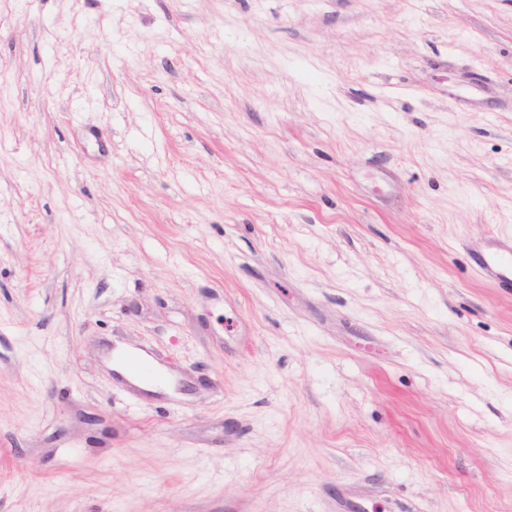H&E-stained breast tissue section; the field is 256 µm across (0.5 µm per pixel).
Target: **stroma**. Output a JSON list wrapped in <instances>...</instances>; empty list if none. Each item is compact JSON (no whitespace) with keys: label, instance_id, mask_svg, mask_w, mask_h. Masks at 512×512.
<instances>
[{"label":"stroma","instance_id":"stroma-1","mask_svg":"<svg viewBox=\"0 0 512 512\" xmlns=\"http://www.w3.org/2000/svg\"><path fill=\"white\" fill-rule=\"evenodd\" d=\"M496 237L512 0H0V512H512ZM490 246L491 249L482 257L480 267L488 275L506 278L508 269L512 271V241H494Z\"/></svg>","mask_w":512,"mask_h":512}]
</instances>
